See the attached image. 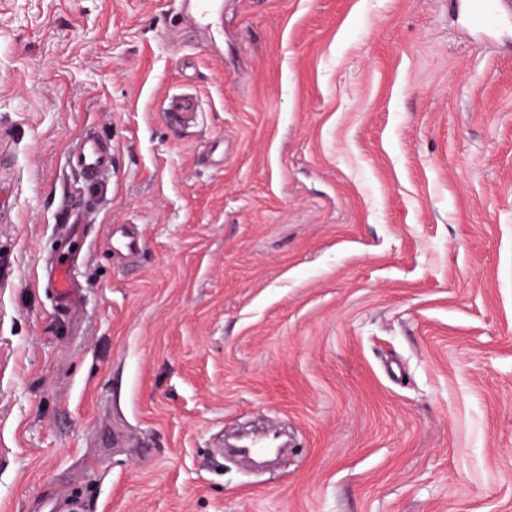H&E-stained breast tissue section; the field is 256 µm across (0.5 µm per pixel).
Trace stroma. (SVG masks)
Segmentation results:
<instances>
[{"label": "stroma", "instance_id": "35a3bbf8", "mask_svg": "<svg viewBox=\"0 0 512 512\" xmlns=\"http://www.w3.org/2000/svg\"><path fill=\"white\" fill-rule=\"evenodd\" d=\"M222 2L0 0V512H512V15ZM186 4L185 18L191 24L204 29L218 28L223 25V11L216 0H189ZM491 0H468V13L472 25L478 29H488L497 19L491 8ZM166 110L175 113V118L180 124L191 125L197 120L199 106L195 98L177 95L168 99ZM66 162L89 177L108 173L112 168V144L92 134H84L72 143ZM121 226H123V224L112 225V247L129 256L138 255L142 248L140 232L132 225H128L121 231H117V228ZM78 257L61 254L54 259L53 262V278L51 288L55 289L58 298L66 306L67 310L72 313L80 303L81 285L75 281V264Z\"/></svg>", "mask_w": 512, "mask_h": 512}]
</instances>
